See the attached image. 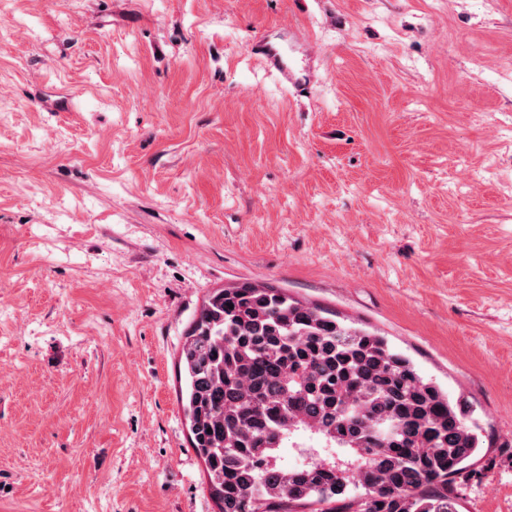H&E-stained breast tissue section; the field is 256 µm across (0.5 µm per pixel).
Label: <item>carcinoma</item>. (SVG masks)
Wrapping results in <instances>:
<instances>
[{"label": "carcinoma", "instance_id": "cac0c4a2", "mask_svg": "<svg viewBox=\"0 0 512 512\" xmlns=\"http://www.w3.org/2000/svg\"><path fill=\"white\" fill-rule=\"evenodd\" d=\"M180 364L218 512H458L471 410L385 337L244 283L209 293Z\"/></svg>", "mask_w": 512, "mask_h": 512}]
</instances>
